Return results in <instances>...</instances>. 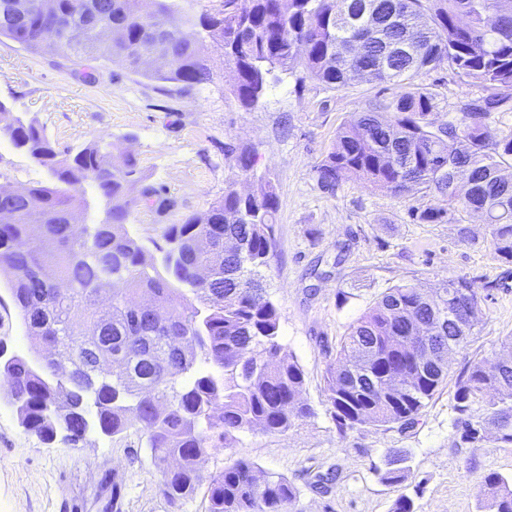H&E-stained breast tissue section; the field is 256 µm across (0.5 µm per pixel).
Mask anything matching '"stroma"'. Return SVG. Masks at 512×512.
Here are the masks:
<instances>
[{
    "mask_svg": "<svg viewBox=\"0 0 512 512\" xmlns=\"http://www.w3.org/2000/svg\"><path fill=\"white\" fill-rule=\"evenodd\" d=\"M215 83L188 86L133 73L121 65L51 50L32 51L0 38V100L44 127L60 146L101 137L126 138L147 183L164 187L169 209L134 207L127 229L142 244L163 242L172 224L204 214L237 168L225 145L248 146L257 170L278 195L276 248L267 291L280 311L279 340L305 372L302 399L309 417L282 435L240 437L210 449L205 471L236 459L288 478L299 490L293 512H390L400 495L415 512H478L481 481L512 476V446L461 441L453 423V390L445 388L415 425L359 426L339 431L325 374L350 325L386 288L429 289L446 276L477 287L482 322L472 340L448 359L456 378L472 358L494 359L512 334V260L495 252L479 214L456 210L450 224H418L412 210L436 204L424 192L403 198L350 177L321 187L317 168L338 128L372 97L399 88L352 78L329 90L303 72L280 75L258 106L243 108L229 93L233 73L215 61ZM434 96L432 118H460L465 103L485 94L449 67L420 78ZM47 179L44 168L0 138V186ZM0 347L29 350L8 284L0 285ZM408 451L412 476L388 484L381 474L389 449ZM325 475L316 485V475ZM159 474L135 431L93 430L70 443L65 432L44 441L26 430L0 375V512H205L203 491L169 503Z\"/></svg>",
    "mask_w": 512,
    "mask_h": 512,
    "instance_id": "stroma-1",
    "label": "stroma"
}]
</instances>
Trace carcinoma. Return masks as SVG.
I'll list each match as a JSON object with an SVG mask.
<instances>
[{
  "instance_id": "1",
  "label": "carcinoma",
  "mask_w": 512,
  "mask_h": 512,
  "mask_svg": "<svg viewBox=\"0 0 512 512\" xmlns=\"http://www.w3.org/2000/svg\"><path fill=\"white\" fill-rule=\"evenodd\" d=\"M234 72L231 93L256 106L274 72L307 76L330 90L353 75L402 92L375 97L338 129L318 166L323 188L343 176L397 197L426 191L448 206L413 211L421 224L452 221V209L483 216L491 245L512 258V134L485 122L512 107V0H219L212 13L178 16L174 0H0V37L38 51L120 64L147 78L188 85L215 80L199 39ZM80 30L75 37L72 30ZM168 60L148 69L143 59ZM448 65L488 95L458 121L435 124L433 96L419 78ZM0 137L43 167L48 179L17 196L0 194V278L20 311L35 358L13 355L3 370L24 427L45 440L72 441L95 427L141 434L171 503L207 486L205 512H291L296 486L258 475L235 460L215 474L202 463L211 448L260 431L284 434L311 414L301 401L305 373L279 342L280 312L264 286L275 252L278 196L257 178L241 194L230 179L202 216L172 224L161 258L129 235L132 207L166 203L144 186L137 159L119 141L78 147L52 142L43 127L0 101ZM239 174L254 175L257 154L224 146ZM104 204L89 213L87 189ZM480 309L473 283L446 277L428 291L387 288L353 322L326 372L328 401L343 433L357 426L414 423L448 385V353L474 335L448 310ZM433 325L424 340L415 322ZM427 344L432 357L415 358ZM74 368L62 380L55 358ZM121 359L107 377L98 365ZM470 360L454 382V427L480 447L488 437L512 445V364L497 373ZM407 453L391 449L382 480L411 475ZM479 512H512V477L481 482Z\"/></svg>"
}]
</instances>
